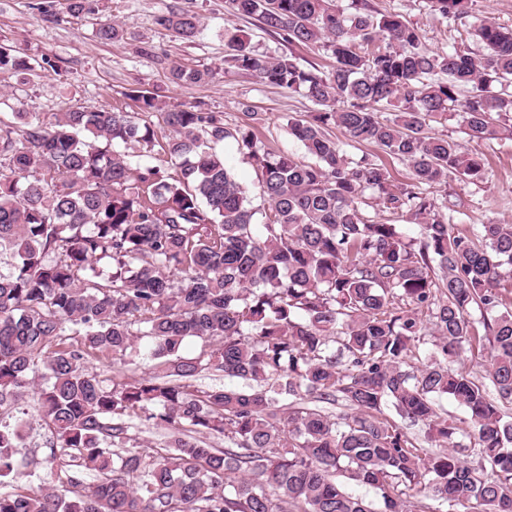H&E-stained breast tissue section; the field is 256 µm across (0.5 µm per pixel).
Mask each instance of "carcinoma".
<instances>
[{
    "label": "carcinoma",
    "mask_w": 512,
    "mask_h": 512,
    "mask_svg": "<svg viewBox=\"0 0 512 512\" xmlns=\"http://www.w3.org/2000/svg\"><path fill=\"white\" fill-rule=\"evenodd\" d=\"M429 2L471 17L472 0ZM224 9L331 52L320 71L224 29L237 70L317 106L288 117L311 160L147 90L132 94L139 117L18 112L0 126V408L38 390L52 436L35 484L14 458L25 424L0 422V512H512V311H499L512 224L458 231L423 190L478 182L486 165L430 121L455 119L472 141L512 137V29L475 21L482 51H448L368 0ZM159 23L184 40L201 28L188 12ZM95 36L113 42L122 30L101 23ZM26 69L0 47V70ZM170 74L191 85L217 72L175 64ZM331 127L407 163L413 182L398 188L383 163L349 158ZM226 141L258 172L269 205L260 226L218 150ZM157 145L176 173L144 160ZM367 191L419 237L367 216ZM144 338L154 372L128 376ZM192 340L196 355L184 350ZM475 346L488 347L483 380L454 368ZM89 356L112 361V378L89 371ZM203 372L241 384L201 388ZM444 398L465 409L467 428L440 412ZM339 402L350 412L326 409ZM136 420L166 431V445L137 441ZM408 424L425 428L430 448Z\"/></svg>",
    "instance_id": "carcinoma-1"
}]
</instances>
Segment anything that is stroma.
I'll use <instances>...</instances> for the list:
<instances>
[{"label": "stroma", "mask_w": 512, "mask_h": 512, "mask_svg": "<svg viewBox=\"0 0 512 512\" xmlns=\"http://www.w3.org/2000/svg\"><path fill=\"white\" fill-rule=\"evenodd\" d=\"M371 2L378 9L402 14L431 48L473 42L468 27L431 11L427 0ZM67 6V0H0V45L12 47L34 65L27 72L0 71V120L10 121L16 112L49 117L79 106L133 113L137 106L131 91L148 90L166 103L186 102L223 113L229 126L245 124L248 113H258L257 134L266 148L302 154L301 145L288 133V119L308 115L314 104L301 93L226 68L224 28L232 24L248 31L258 53L290 52L300 64L311 63L322 70L332 63L325 51L289 47L281 37L259 30L253 19L228 16L224 0H86L85 11L76 17ZM171 11L201 16L198 37L183 40L159 25L158 17ZM104 21L122 26L123 38L112 43L98 41L95 29ZM175 61L216 70L217 77L195 86L173 83L169 68ZM432 131L464 140L466 148L483 153L486 160L483 181L452 178L434 191L439 201L448 203L458 229L512 224V141L465 140L453 121L433 124ZM17 409L25 413L31 426L17 450L18 458L43 460L49 434L40 426L36 392H28Z\"/></svg>", "instance_id": "stroma-1"}]
</instances>
